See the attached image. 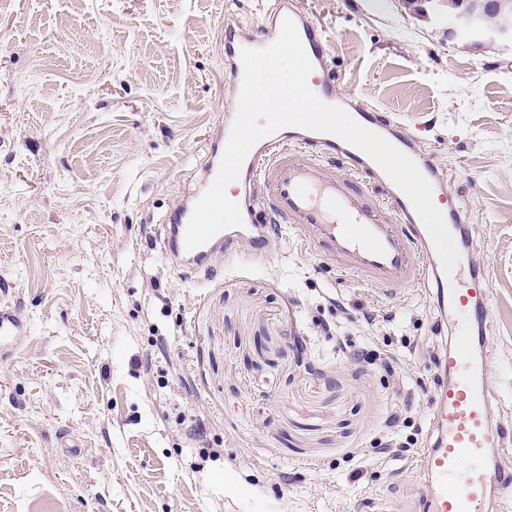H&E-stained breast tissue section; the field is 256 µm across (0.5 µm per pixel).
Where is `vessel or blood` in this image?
I'll use <instances>...</instances> for the list:
<instances>
[{"instance_id": "1", "label": "vessel or blood", "mask_w": 512, "mask_h": 512, "mask_svg": "<svg viewBox=\"0 0 512 512\" xmlns=\"http://www.w3.org/2000/svg\"><path fill=\"white\" fill-rule=\"evenodd\" d=\"M292 17L313 65L311 81L325 102L339 100L336 80L326 57L327 39L286 0L270 17L263 32L230 33L224 54L230 61L232 92H239L243 74L242 48H260L274 41L284 17ZM394 145L415 159L421 172L437 187L433 199L443 212L452 234H460L468 216L458 197L444 191V179L434 164L413 150L399 133ZM220 131L204 167L205 182H212L227 142ZM346 176H337L335 165ZM244 177L235 193L245 225L218 233L193 250L185 247V232L192 214L187 201H179L170 223L162 225L159 239L166 257L194 272L211 273L215 253L250 240L263 248L271 237L288 233L306 251L323 259L360 286L390 299L412 288L428 289L437 323L451 324L450 344L438 361L442 373L431 394L434 441L421 458L424 482L419 499L425 512H493L494 494L512 485V463L493 456L496 448L512 445V427L493 423V394L486 368L475 353L479 337L472 324L489 312L490 290L478 273L455 268L445 278L432 241L406 195L365 153L330 133L288 126L259 140L242 167ZM391 209L398 223L382 220ZM27 334L26 323L14 310L0 307V358L18 351Z\"/></svg>"}]
</instances>
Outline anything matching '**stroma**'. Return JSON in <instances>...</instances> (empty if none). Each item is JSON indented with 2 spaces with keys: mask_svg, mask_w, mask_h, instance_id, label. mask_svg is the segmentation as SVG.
<instances>
[{
  "mask_svg": "<svg viewBox=\"0 0 512 512\" xmlns=\"http://www.w3.org/2000/svg\"><path fill=\"white\" fill-rule=\"evenodd\" d=\"M277 2L0 11V304L29 324L0 360V512H422L419 459L373 441L397 403L430 424L446 339L425 289L385 299L285 235L208 279L161 253L233 105L225 27L259 31ZM291 2L344 98L398 117L461 195L492 420L512 423V53L405 0Z\"/></svg>",
  "mask_w": 512,
  "mask_h": 512,
  "instance_id": "stroma-1",
  "label": "stroma"
}]
</instances>
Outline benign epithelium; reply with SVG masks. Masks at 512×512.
I'll list each match as a JSON object with an SVG mask.
<instances>
[{"label":"benign epithelium","instance_id":"obj_1","mask_svg":"<svg viewBox=\"0 0 512 512\" xmlns=\"http://www.w3.org/2000/svg\"><path fill=\"white\" fill-rule=\"evenodd\" d=\"M496 0H460L459 7L433 19L448 22V34L464 44H493L512 50V26H487L483 22V7H492Z\"/></svg>","mask_w":512,"mask_h":512}]
</instances>
